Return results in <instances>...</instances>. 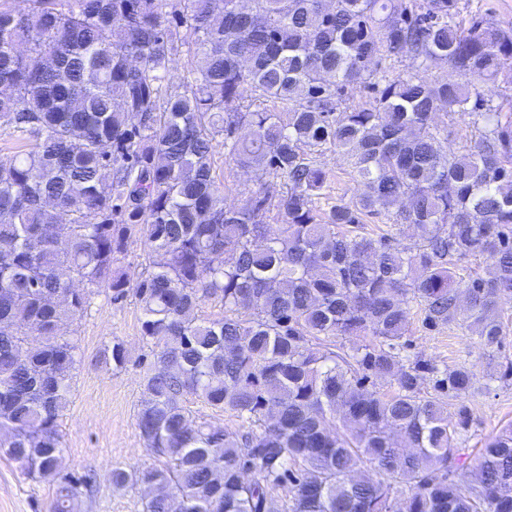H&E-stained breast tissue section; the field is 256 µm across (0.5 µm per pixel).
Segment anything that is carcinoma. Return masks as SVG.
Segmentation results:
<instances>
[{
	"mask_svg": "<svg viewBox=\"0 0 512 512\" xmlns=\"http://www.w3.org/2000/svg\"><path fill=\"white\" fill-rule=\"evenodd\" d=\"M5 2L0 135L29 149L0 159V452L55 484L50 512L94 483L65 470L59 420L99 292L138 301L153 357L136 420L165 462L106 473L143 512H512V425L474 459L465 445L475 365L405 354L413 308L501 344L512 104L482 85L512 83V27L461 19L460 0ZM441 64L458 78L431 77ZM349 87L371 95L348 104ZM220 147L253 175L234 206ZM328 150L354 191L323 208ZM135 234L136 279L116 266ZM103 360L125 368L123 341ZM190 396L236 427L193 421Z\"/></svg>",
	"mask_w": 512,
	"mask_h": 512,
	"instance_id": "obj_1",
	"label": "carcinoma"
}]
</instances>
